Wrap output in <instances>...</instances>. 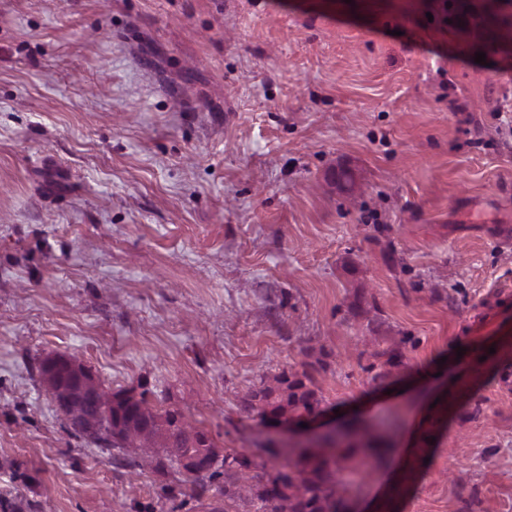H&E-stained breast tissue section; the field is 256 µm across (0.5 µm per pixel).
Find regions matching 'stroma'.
<instances>
[{
	"instance_id": "1",
	"label": "stroma",
	"mask_w": 512,
	"mask_h": 512,
	"mask_svg": "<svg viewBox=\"0 0 512 512\" xmlns=\"http://www.w3.org/2000/svg\"><path fill=\"white\" fill-rule=\"evenodd\" d=\"M488 32L447 0H0V496L197 512L160 496L176 465L67 433L36 370L65 354L229 451L284 370L343 414L370 398L394 444L428 412L349 501L512 512V50Z\"/></svg>"
}]
</instances>
